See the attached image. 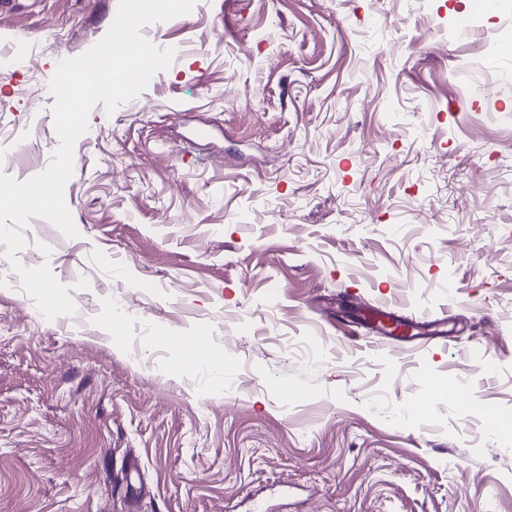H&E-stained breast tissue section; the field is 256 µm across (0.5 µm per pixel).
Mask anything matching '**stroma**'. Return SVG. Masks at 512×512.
Here are the masks:
<instances>
[{
	"mask_svg": "<svg viewBox=\"0 0 512 512\" xmlns=\"http://www.w3.org/2000/svg\"><path fill=\"white\" fill-rule=\"evenodd\" d=\"M118 6L0 11L36 50L0 74V125L39 144L14 179L59 144L33 75ZM142 33L182 52L139 105L92 108L78 237L35 217L17 254L75 313L0 289V512H512V0H196ZM463 66L499 93L462 91ZM367 308L447 319L448 342L377 340ZM150 324L211 342L136 356ZM434 378L498 430L443 398L418 412Z\"/></svg>",
	"mask_w": 512,
	"mask_h": 512,
	"instance_id": "obj_1",
	"label": "stroma"
}]
</instances>
